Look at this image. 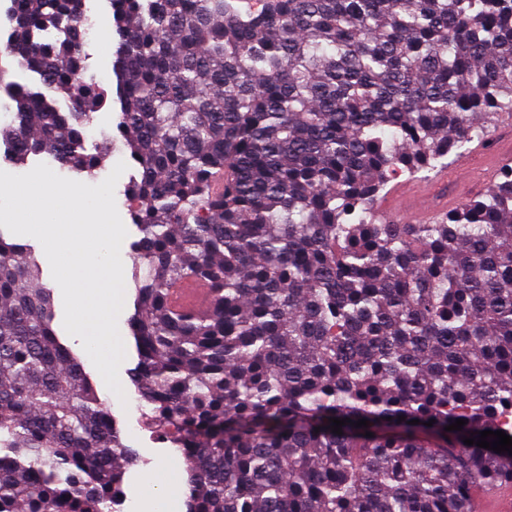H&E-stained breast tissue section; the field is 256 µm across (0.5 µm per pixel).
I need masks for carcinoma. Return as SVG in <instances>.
<instances>
[{
  "instance_id": "cac0c4a2",
  "label": "carcinoma",
  "mask_w": 512,
  "mask_h": 512,
  "mask_svg": "<svg viewBox=\"0 0 512 512\" xmlns=\"http://www.w3.org/2000/svg\"><path fill=\"white\" fill-rule=\"evenodd\" d=\"M15 7L9 53L69 111L17 87L0 138L92 173L112 138L86 146L105 97L84 0ZM111 7L139 169L130 377L180 448L187 512H474L475 485L512 481L511 454L464 444L512 437V165L429 224L376 210L512 112V0ZM40 275L0 236V512H122L137 454ZM185 279L209 313L171 307Z\"/></svg>"
}]
</instances>
